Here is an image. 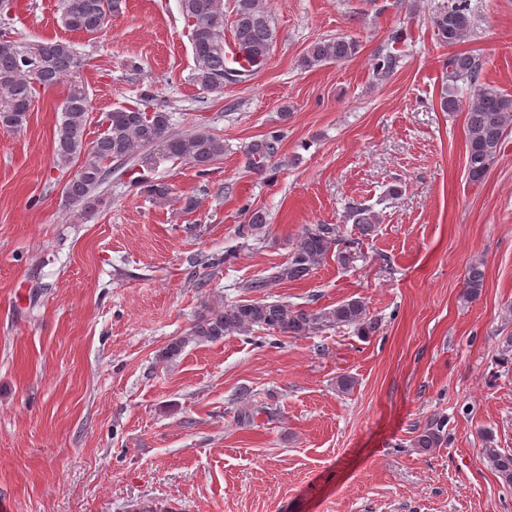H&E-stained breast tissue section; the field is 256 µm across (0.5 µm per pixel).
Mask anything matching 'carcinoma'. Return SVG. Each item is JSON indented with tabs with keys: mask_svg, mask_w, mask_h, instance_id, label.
I'll return each mask as SVG.
<instances>
[{
	"mask_svg": "<svg viewBox=\"0 0 512 512\" xmlns=\"http://www.w3.org/2000/svg\"><path fill=\"white\" fill-rule=\"evenodd\" d=\"M181 11L189 22V39L194 68L193 81L205 92H220L224 81L243 82L263 66L276 40V30L263 0H233L231 28L246 65L232 68L224 59V10L221 0H180ZM121 8V0H61V21L72 31L94 33L102 30L112 14ZM475 13L471 0H449L433 18L435 35L445 45L460 43L474 29ZM360 50L352 37L317 38L299 59L303 70L326 64L349 61ZM400 63V56L391 52L376 55L374 74L386 77ZM82 59L71 43L50 40L23 44L8 34H0V129L18 131L27 123L37 88H51L63 79L74 76ZM464 84L469 96L463 100L455 86ZM443 112L463 110L466 135V169L472 182L481 181L501 152L504 137L512 126V96L488 84L481 78L479 60L469 51L451 55L446 67L439 97ZM90 103L85 90L73 85L64 104L63 119L55 138L56 163L65 165L76 156L83 162L65 185L66 199L92 209L98 203L97 189L111 174L108 165L128 163L141 169L137 185L156 203L165 202L171 194L169 185L148 176L164 161L192 164L204 173L224 157V139L209 131L197 130L179 134L171 131V114L155 107L146 111L140 107H124L108 114L106 128L88 144L84 132ZM284 132L272 131L251 143L246 156L248 166L258 172L267 170L281 159ZM347 217L364 236L380 223V213L359 202H349ZM268 224L267 214L249 212L248 224L242 227L243 237L257 236ZM346 262L351 253L343 247L338 225L306 224L297 234L282 263L270 267L266 274L241 285V296L220 305L204 304L188 335L173 339L161 358H177L192 341L214 342L235 334L262 332L303 337L322 329L353 327L367 336L376 332L377 323L367 312L365 302L351 298L331 309H313L265 297L268 288L284 282L305 280L323 265L330 254ZM485 270L480 262L469 264L464 276L465 297L471 301L480 297ZM234 410L237 425H249L256 410L247 393L238 397ZM448 419L435 415L416 428L411 447L423 452L441 448L448 443ZM490 468L504 484L512 486V453L491 445L483 448Z\"/></svg>",
	"mask_w": 512,
	"mask_h": 512,
	"instance_id": "1",
	"label": "carcinoma"
}]
</instances>
